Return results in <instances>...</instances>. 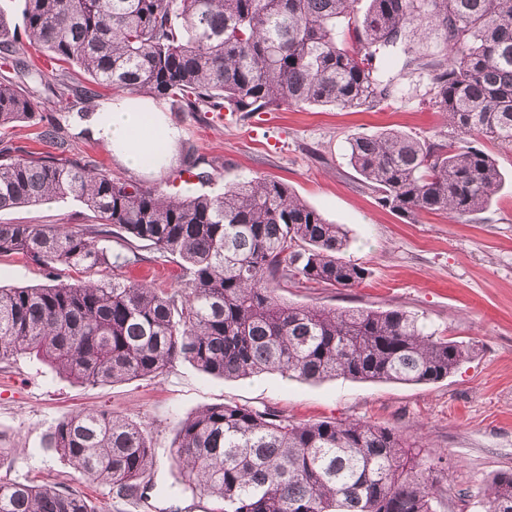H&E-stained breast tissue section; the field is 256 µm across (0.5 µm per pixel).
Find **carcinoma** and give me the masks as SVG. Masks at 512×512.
Segmentation results:
<instances>
[{"instance_id": "cac0c4a2", "label": "carcinoma", "mask_w": 512, "mask_h": 512, "mask_svg": "<svg viewBox=\"0 0 512 512\" xmlns=\"http://www.w3.org/2000/svg\"><path fill=\"white\" fill-rule=\"evenodd\" d=\"M25 0L24 31L91 87L44 80L0 15V58L15 77L63 98L110 87L179 99L190 112L246 119L284 104L374 108L398 82L431 75L429 103L446 130L349 138L350 163L378 202L414 220H456L490 204L501 173L481 140L512 146V0ZM439 41L422 51L412 36ZM397 62L398 70L379 66ZM32 98L0 79V130L34 116ZM74 197L105 225L177 259L184 286L164 291L114 279L64 282L110 264L99 230L0 224V256L22 254L50 283L0 287V360L34 353L92 385L164 374L184 359L202 372L247 378L343 376L419 384L443 380L476 345L426 331L400 309L288 305L275 291L352 288L365 269L346 260L345 235L278 180L232 183L221 195L169 193L120 182L88 161L11 155L0 148V209ZM46 447L87 481L138 503L151 447L135 422L90 409L70 414ZM393 427L368 421L295 424L273 411L207 406L181 421L183 480L224 512H436L443 457L420 458ZM0 512H96L55 484L0 480ZM486 512H512V472L491 480Z\"/></svg>"}]
</instances>
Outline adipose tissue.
Masks as SVG:
<instances>
[{"label":"adipose tissue","instance_id":"adipose-tissue-1","mask_svg":"<svg viewBox=\"0 0 512 512\" xmlns=\"http://www.w3.org/2000/svg\"><path fill=\"white\" fill-rule=\"evenodd\" d=\"M92 129L127 167L154 171L169 163L178 134L155 102L140 97L100 103Z\"/></svg>","mask_w":512,"mask_h":512}]
</instances>
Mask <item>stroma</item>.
I'll return each instance as SVG.
<instances>
[{"instance_id":"1","label":"stroma","mask_w":512,"mask_h":512,"mask_svg":"<svg viewBox=\"0 0 512 512\" xmlns=\"http://www.w3.org/2000/svg\"><path fill=\"white\" fill-rule=\"evenodd\" d=\"M428 74L401 80L389 104L373 109L317 105L284 106L247 120L190 112L176 99H163L179 129L177 157L193 155L206 182L191 190L220 194L232 182L255 176L282 181L305 204L347 235L343 255L367 271L353 288H303L285 282L281 300L328 309H401L439 335L476 342L474 356L447 379L429 384L364 382L343 376L317 382L288 380L270 373L224 380L176 361L157 378L111 385L84 384L47 362L20 355L0 362V443L11 454L0 465L2 480L57 483L83 494L97 512H221L222 503L179 483L175 455L179 421L202 407L237 404L271 409L296 423L368 420L394 427L406 438H424L425 456L446 457L441 483L447 491L438 512H483L493 476L512 471V147L485 142L502 174L499 190L482 212L461 221L424 213L406 221L382 206L349 161L352 134L388 129L429 137L443 119L423 99ZM111 89L73 109L48 95L36 97L35 116L5 134L9 146L34 151L47 123L58 125L64 154L94 160L119 181L170 187L178 175L170 166L153 176L127 168L93 136L87 114ZM79 201L48 200L0 211V224H52L80 230L94 224ZM134 263L113 264L116 280L152 287H180L178 264L152 249L138 250ZM46 271L23 255L0 257V286L47 283ZM96 408L139 424L151 438L152 465L147 498L138 506L84 481L69 462L47 448L49 428L68 414Z\"/></svg>"}]
</instances>
